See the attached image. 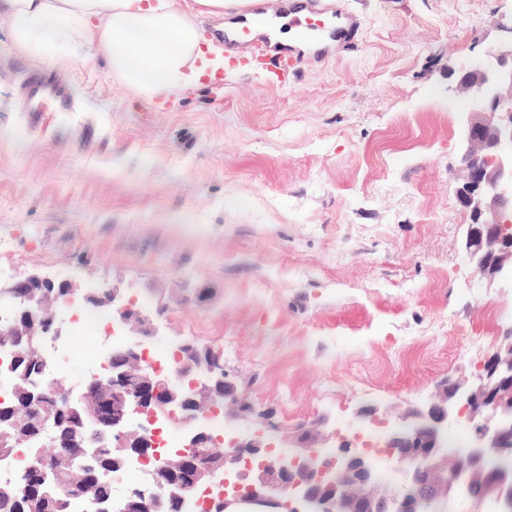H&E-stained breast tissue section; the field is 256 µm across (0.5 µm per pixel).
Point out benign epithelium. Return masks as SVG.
Returning <instances> with one entry per match:
<instances>
[{
  "label": "benign epithelium",
  "mask_w": 512,
  "mask_h": 512,
  "mask_svg": "<svg viewBox=\"0 0 512 512\" xmlns=\"http://www.w3.org/2000/svg\"><path fill=\"white\" fill-rule=\"evenodd\" d=\"M487 60L465 70L459 88L468 108L460 119L458 163L464 182L457 198L471 213L463 241L468 261L483 276L512 281V42L493 46ZM64 290L68 303L79 299L102 307L112 304V328L125 341L105 352L103 371L63 389H48L84 427L80 439L65 446L64 455L79 457L93 468L95 449L137 446L136 461L151 464L146 485L117 491L123 467L112 469L110 496L89 498L93 512H185L200 485L224 474V490L208 505L210 512H238L239 504L267 512H439L436 505L479 484L480 497L495 512H512V475L493 463L512 453V336L484 365L477 383L449 380L437 394L397 420L382 421L377 408L356 413L355 426L378 423L385 428L384 453L398 464L402 480L382 485L377 467L363 449L343 438L333 456L320 446L325 438L305 430L290 442L296 451H272L275 426L255 410L224 372L221 353L210 349L207 359L185 360L191 344L177 348V366L163 374L146 364L141 346L158 336L152 320L135 307L121 288L80 287L39 272L0 284V344L21 346L40 354L48 339H59L65 321L49 312L47 289ZM224 420L258 425L248 435L235 434L224 444L223 461L192 452L215 442L208 420L219 407ZM163 412L181 425L184 451L168 458L154 451L149 425ZM465 419L471 439L467 447L448 451V427ZM461 465L448 474V457ZM58 457H43L29 473L25 487L51 497L62 491L55 481Z\"/></svg>",
  "instance_id": "7a95c632"
}]
</instances>
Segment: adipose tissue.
I'll use <instances>...</instances> for the list:
<instances>
[{
  "mask_svg": "<svg viewBox=\"0 0 512 512\" xmlns=\"http://www.w3.org/2000/svg\"><path fill=\"white\" fill-rule=\"evenodd\" d=\"M253 0H194L177 8L169 0H0L11 19L16 50L51 63L103 53L113 74L147 99L165 97L222 67L211 55L194 13L242 12Z\"/></svg>",
  "mask_w": 512,
  "mask_h": 512,
  "instance_id": "adipose-tissue-1",
  "label": "adipose tissue"
}]
</instances>
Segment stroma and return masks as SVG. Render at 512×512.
<instances>
[{"label": "stroma", "instance_id": "obj_1", "mask_svg": "<svg viewBox=\"0 0 512 512\" xmlns=\"http://www.w3.org/2000/svg\"><path fill=\"white\" fill-rule=\"evenodd\" d=\"M327 2L358 31L288 86L228 63L223 87L151 102L95 53L51 64L80 109L34 128L18 86L37 62L0 14V279L126 287L161 337L219 350L279 440L323 417L350 435L366 406L394 420L512 334V287L466 260L456 195L459 70L506 39L512 0ZM99 338L62 350L66 385Z\"/></svg>", "mask_w": 512, "mask_h": 512}]
</instances>
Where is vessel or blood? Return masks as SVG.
<instances>
[{
  "mask_svg": "<svg viewBox=\"0 0 512 512\" xmlns=\"http://www.w3.org/2000/svg\"><path fill=\"white\" fill-rule=\"evenodd\" d=\"M275 14H292L291 21L298 44L283 46L275 33L254 35L249 26L233 32L214 34L213 42L223 45L230 59L251 58L272 68L278 85H287L296 63L306 58L325 57L330 44L350 41L357 32L356 20L342 9H334L323 0H275ZM24 111L38 120L45 102H52L63 112L75 110L78 100L71 81L64 76L40 69L27 70L21 84Z\"/></svg>",
  "mask_w": 512,
  "mask_h": 512,
  "instance_id": "vessel-or-blood-1",
  "label": "vessel or blood"
}]
</instances>
